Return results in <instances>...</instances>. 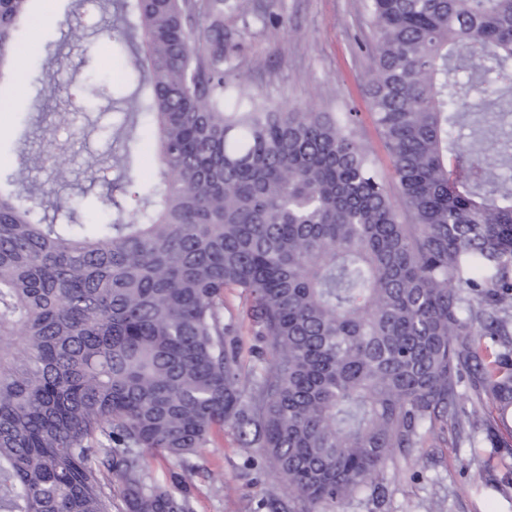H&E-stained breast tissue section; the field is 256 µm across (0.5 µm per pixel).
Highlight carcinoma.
Masks as SVG:
<instances>
[{
    "label": "carcinoma",
    "mask_w": 512,
    "mask_h": 512,
    "mask_svg": "<svg viewBox=\"0 0 512 512\" xmlns=\"http://www.w3.org/2000/svg\"><path fill=\"white\" fill-rule=\"evenodd\" d=\"M32 0H0V67ZM137 88L112 166L155 181L107 224L39 191L0 192V512H192L144 459H184L226 427L260 448L296 512L339 506L477 402L512 420V0H370L371 110L391 192L353 114L268 108L224 70L245 0H119ZM467 74V81L459 79ZM71 163L55 157L59 187ZM250 299L264 346L244 371ZM152 142H143L142 150L140 152V164L135 171L134 183L127 187L129 191L126 199L127 205H131L133 202L130 199V194L138 190L141 184L147 183L149 180L154 179L155 169L152 159Z\"/></svg>",
    "instance_id": "cac0c4a2"
}]
</instances>
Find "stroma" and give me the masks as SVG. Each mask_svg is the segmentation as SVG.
I'll use <instances>...</instances> for the list:
<instances>
[{
	"mask_svg": "<svg viewBox=\"0 0 512 512\" xmlns=\"http://www.w3.org/2000/svg\"><path fill=\"white\" fill-rule=\"evenodd\" d=\"M247 15L228 13L224 24L245 35L229 64L246 74L251 90L270 105L288 104L316 112L353 113L365 147L387 187H394L391 158L374 122L366 94L371 56L359 41L374 33L369 0H248ZM74 8L72 0H34L28 22V53L19 71L0 76V96L9 111L0 112V142L10 143L32 109L35 83L47 72L42 97L44 124L56 125L54 141L32 137L28 146L29 176L35 187L54 183L52 156L65 142L76 175L74 188L89 196L107 193L118 172L109 167L95 174L82 166L87 152L111 153L107 131L118 120L109 98H70L86 81L96 62L124 60L123 46L101 41L90 49L64 37L59 18ZM55 21H48V14ZM477 428L456 419L426 434L420 447L407 449L388 462L378 481L386 489L355 492L331 512H512V421L501 424L494 405L484 408ZM150 476L187 495L193 512H260L269 490L290 501L272 467L247 465L236 433L225 429L188 460L162 454L146 457Z\"/></svg>",
	"mask_w": 512,
	"mask_h": 512,
	"instance_id": "stroma-1",
	"label": "stroma"
}]
</instances>
